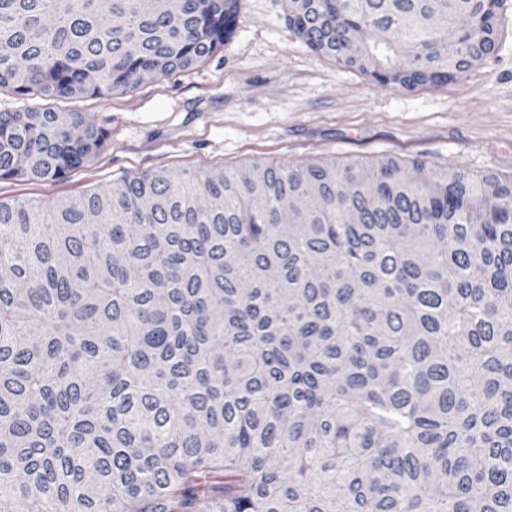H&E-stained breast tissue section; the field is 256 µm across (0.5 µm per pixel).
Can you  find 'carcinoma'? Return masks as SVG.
<instances>
[{"label":"carcinoma","instance_id":"cac0c4a2","mask_svg":"<svg viewBox=\"0 0 512 512\" xmlns=\"http://www.w3.org/2000/svg\"><path fill=\"white\" fill-rule=\"evenodd\" d=\"M395 89L464 77L505 0H286ZM0 0V89L124 94L224 44L241 0ZM455 47L446 55L442 46ZM108 131L0 112V179ZM0 512H512V177L423 160L125 176L0 199Z\"/></svg>","mask_w":512,"mask_h":512}]
</instances>
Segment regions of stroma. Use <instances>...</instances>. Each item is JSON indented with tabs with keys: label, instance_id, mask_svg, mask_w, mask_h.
Here are the masks:
<instances>
[{
	"label": "stroma",
	"instance_id": "35a3bbf8",
	"mask_svg": "<svg viewBox=\"0 0 512 512\" xmlns=\"http://www.w3.org/2000/svg\"><path fill=\"white\" fill-rule=\"evenodd\" d=\"M286 15L285 0H241L232 35L199 66L124 94L55 102L105 126V147L55 183L2 179L0 198L48 207L124 175L230 170L253 159L390 155L512 177V0L493 58L462 79L411 91L315 53Z\"/></svg>",
	"mask_w": 512,
	"mask_h": 512
}]
</instances>
